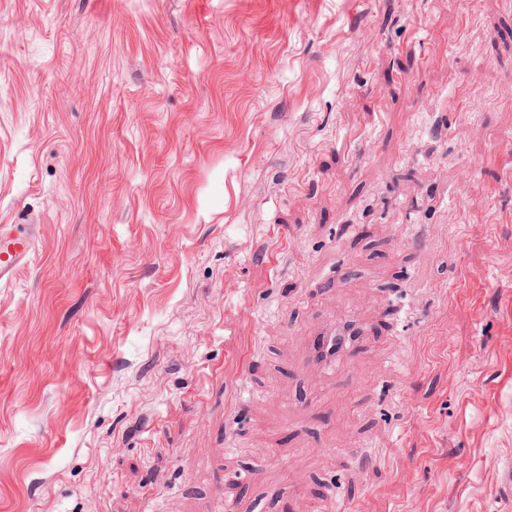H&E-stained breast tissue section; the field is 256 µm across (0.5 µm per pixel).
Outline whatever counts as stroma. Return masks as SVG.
<instances>
[{"label": "stroma", "mask_w": 512, "mask_h": 512, "mask_svg": "<svg viewBox=\"0 0 512 512\" xmlns=\"http://www.w3.org/2000/svg\"><path fill=\"white\" fill-rule=\"evenodd\" d=\"M23 217L0 512H512V0H0Z\"/></svg>", "instance_id": "obj_1"}]
</instances>
